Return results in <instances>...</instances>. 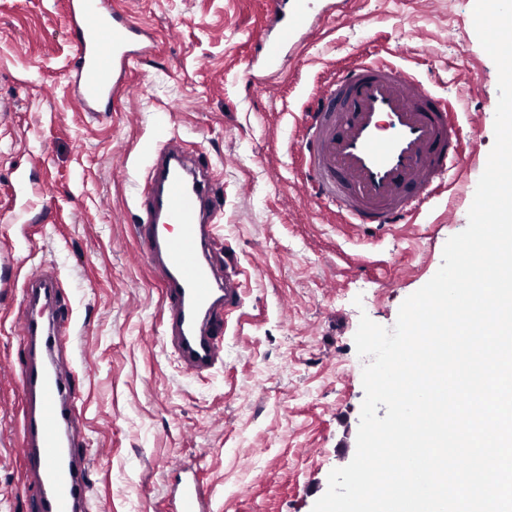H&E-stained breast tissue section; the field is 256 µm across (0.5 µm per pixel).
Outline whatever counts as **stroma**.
Segmentation results:
<instances>
[{"mask_svg":"<svg viewBox=\"0 0 512 512\" xmlns=\"http://www.w3.org/2000/svg\"><path fill=\"white\" fill-rule=\"evenodd\" d=\"M153 30L114 112H79L64 70L63 0H0V364H10L21 287L58 274L77 333L63 360L84 388L78 431L92 462L90 512H166L168 466L200 464L215 512H312L356 452L365 397L361 317L393 327L442 263L494 144L498 73L473 25L475 0H353L278 75H242L262 0H116ZM398 62L456 99L479 128L465 173L415 223L366 232L306 202L297 115L355 53ZM206 154L222 197L217 261L237 260L242 304L221 361L190 375L162 340V290L133 226L142 153L160 133ZM20 396L0 376V512H30L11 439Z\"/></svg>","mask_w":512,"mask_h":512,"instance_id":"1","label":"stroma"}]
</instances>
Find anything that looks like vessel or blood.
I'll return each mask as SVG.
<instances>
[{"label": "vessel or blood", "instance_id": "obj_1", "mask_svg": "<svg viewBox=\"0 0 512 512\" xmlns=\"http://www.w3.org/2000/svg\"><path fill=\"white\" fill-rule=\"evenodd\" d=\"M65 8L73 98L80 111L98 116L127 91L134 67L155 52V38L113 0H65ZM337 9L336 0H265L266 24L245 82L280 71ZM450 108L449 99L395 61L361 52L337 66L297 117L310 197L357 228L412 223L469 161ZM145 156L135 236L164 291L162 320L172 353L182 368L202 374L220 359V317L239 306L240 280L237 271L220 272L211 258L219 210L208 166L188 158L174 138L147 148ZM58 288L56 277L38 272L21 290L25 314L14 334L22 357L13 370L22 407L13 444L25 466L20 493L30 497L31 512H86L89 467L74 432L80 385L59 365L74 328L63 307L48 319L39 310ZM166 498L167 512H212V492L193 468L172 471Z\"/></svg>", "mask_w": 512, "mask_h": 512}]
</instances>
